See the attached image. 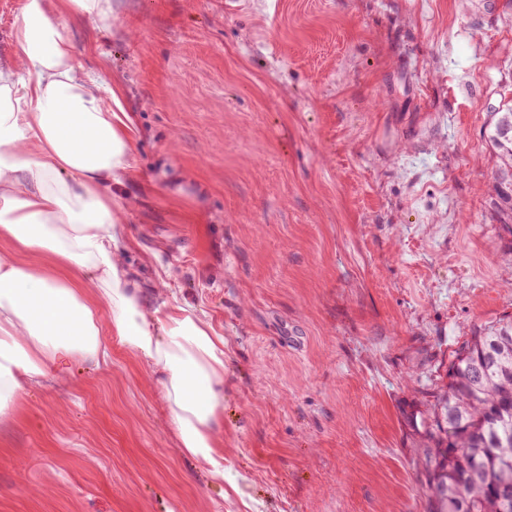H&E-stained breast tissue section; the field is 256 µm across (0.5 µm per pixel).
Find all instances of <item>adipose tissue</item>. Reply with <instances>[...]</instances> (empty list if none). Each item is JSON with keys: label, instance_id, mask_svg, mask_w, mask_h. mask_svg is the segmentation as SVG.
Masks as SVG:
<instances>
[{"label": "adipose tissue", "instance_id": "adipose-tissue-1", "mask_svg": "<svg viewBox=\"0 0 512 512\" xmlns=\"http://www.w3.org/2000/svg\"><path fill=\"white\" fill-rule=\"evenodd\" d=\"M111 17L112 0H20L19 63L0 66V423L24 384L100 367L117 341L159 368L182 454L220 480L224 339L176 301L150 318L120 249L132 121L70 35L71 21Z\"/></svg>", "mask_w": 512, "mask_h": 512}]
</instances>
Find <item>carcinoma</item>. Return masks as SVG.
Returning a JSON list of instances; mask_svg holds the SVG:
<instances>
[{
    "mask_svg": "<svg viewBox=\"0 0 512 512\" xmlns=\"http://www.w3.org/2000/svg\"><path fill=\"white\" fill-rule=\"evenodd\" d=\"M485 141L495 168L512 166V98L490 113ZM500 223L512 224V188L493 185ZM455 421L453 442L442 422ZM428 512H512L504 508L498 463L512 461V320L477 330L455 353L447 390L420 419Z\"/></svg>",
    "mask_w": 512,
    "mask_h": 512,
    "instance_id": "obj_1",
    "label": "carcinoma"
}]
</instances>
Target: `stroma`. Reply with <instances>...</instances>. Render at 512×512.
Here are the masks:
<instances>
[{
    "instance_id": "obj_1",
    "label": "stroma",
    "mask_w": 512,
    "mask_h": 512,
    "mask_svg": "<svg viewBox=\"0 0 512 512\" xmlns=\"http://www.w3.org/2000/svg\"><path fill=\"white\" fill-rule=\"evenodd\" d=\"M112 0L73 21L133 120L132 283L224 338V478L121 345L22 391L0 512H427L408 423L512 316L483 136L512 0Z\"/></svg>"
}]
</instances>
